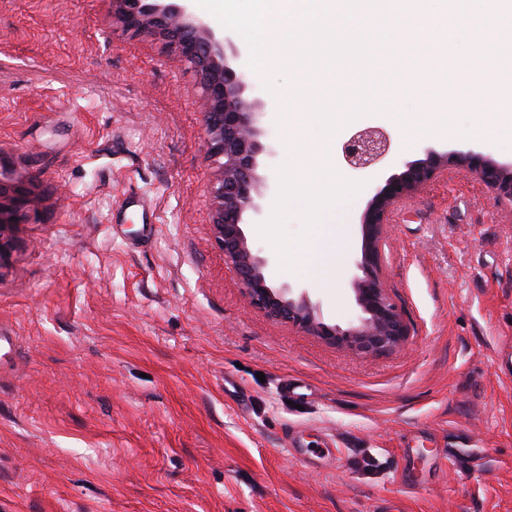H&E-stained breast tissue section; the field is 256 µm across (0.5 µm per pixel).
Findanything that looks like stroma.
Masks as SVG:
<instances>
[{
	"label": "stroma",
	"instance_id": "35a3bbf8",
	"mask_svg": "<svg viewBox=\"0 0 512 512\" xmlns=\"http://www.w3.org/2000/svg\"><path fill=\"white\" fill-rule=\"evenodd\" d=\"M112 0H0V172L31 191L0 262V512H512V202L442 170L395 208L382 280L405 341L328 343L250 306L215 241L199 77ZM381 128L382 168L420 157ZM156 221L120 213L125 193ZM270 268L324 319L350 288ZM308 395L288 404L282 380Z\"/></svg>",
	"mask_w": 512,
	"mask_h": 512
}]
</instances>
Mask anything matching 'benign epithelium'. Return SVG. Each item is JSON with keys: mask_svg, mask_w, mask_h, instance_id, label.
I'll use <instances>...</instances> for the list:
<instances>
[{"mask_svg": "<svg viewBox=\"0 0 512 512\" xmlns=\"http://www.w3.org/2000/svg\"><path fill=\"white\" fill-rule=\"evenodd\" d=\"M122 34L129 37L159 34L167 48L187 61L200 75L205 112L207 154L224 159L214 189L213 232L225 259L241 280L249 303L329 343L359 353L379 354L399 346L408 336L407 324L380 281L379 241L393 207L452 166L477 174L499 197L512 201V161L500 162L475 149L423 150L398 172L375 186L361 216L362 248L355 260L358 274L350 287L359 315L343 327L324 321L308 289L274 288L267 277L268 258L252 248L243 224L261 213L259 174L270 150L261 140L259 118L264 102L252 94L238 64L240 52L229 38L217 36L188 10L185 0H113ZM389 150L386 135L366 128L343 142L344 161L353 169H368ZM26 188L4 180L0 172V261L11 248L9 231L27 214Z\"/></svg>", "mask_w": 512, "mask_h": 512, "instance_id": "7a95c632", "label": "benign epithelium"}]
</instances>
